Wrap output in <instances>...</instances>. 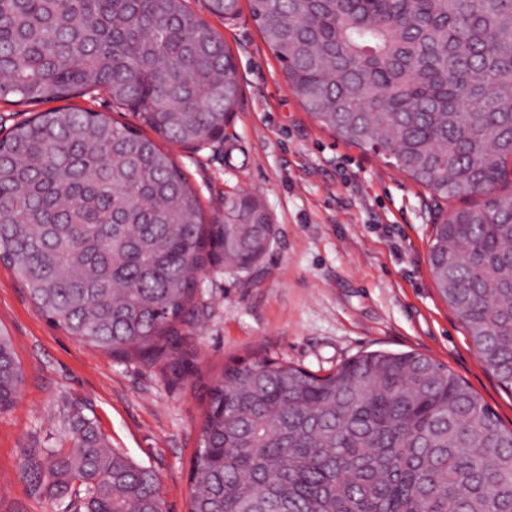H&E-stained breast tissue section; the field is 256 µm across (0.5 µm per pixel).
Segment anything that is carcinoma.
Listing matches in <instances>:
<instances>
[{
    "instance_id": "carcinoma-1",
    "label": "carcinoma",
    "mask_w": 512,
    "mask_h": 512,
    "mask_svg": "<svg viewBox=\"0 0 512 512\" xmlns=\"http://www.w3.org/2000/svg\"><path fill=\"white\" fill-rule=\"evenodd\" d=\"M304 109L377 147L440 200L429 267L483 365L512 391V0H250ZM107 91L139 126L60 108L0 138V262L35 311L113 355L190 364L180 326L220 251L248 272L275 225L249 196L208 224L171 156L241 94L224 42L186 0H0V100ZM24 380L0 334V412ZM33 448L32 492L74 512H163L158 477L77 418ZM189 512H512V428L443 364L363 352L324 376L237 362L208 388Z\"/></svg>"
}]
</instances>
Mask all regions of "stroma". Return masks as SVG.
Returning <instances> with one entry per match:
<instances>
[{
	"label": "stroma",
	"mask_w": 512,
	"mask_h": 512,
	"mask_svg": "<svg viewBox=\"0 0 512 512\" xmlns=\"http://www.w3.org/2000/svg\"><path fill=\"white\" fill-rule=\"evenodd\" d=\"M188 4L235 56L242 95L223 135L203 149L161 147L197 192L207 223H223L225 199L248 192L272 216L275 236L250 272L219 262L200 273L199 315L182 328L193 366L177 382L50 325L0 263V333L24 371L16 404L0 413V512H68L69 498L31 494L20 463L28 448L71 447L77 415L157 474L164 512H188L207 389L238 361L324 374L362 351H415L464 379L512 427V394L481 364L430 273L433 226L450 203L311 117L247 0L228 24L208 0Z\"/></svg>",
	"instance_id": "obj_1"
}]
</instances>
